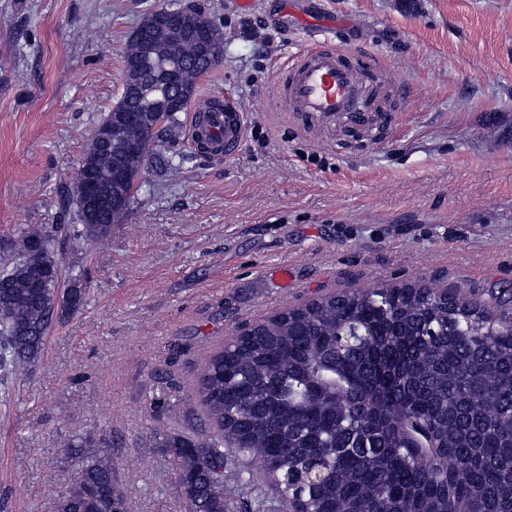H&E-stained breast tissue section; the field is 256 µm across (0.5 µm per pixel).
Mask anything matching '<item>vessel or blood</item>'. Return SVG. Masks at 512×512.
Returning <instances> with one entry per match:
<instances>
[{
	"mask_svg": "<svg viewBox=\"0 0 512 512\" xmlns=\"http://www.w3.org/2000/svg\"><path fill=\"white\" fill-rule=\"evenodd\" d=\"M381 65L371 55L331 44L313 42L282 68L278 77L285 111L313 130L332 129L340 120L350 128L371 131L375 115L360 107L367 84L376 83ZM190 123L192 140L212 144L216 154L235 155L244 142V117L233 102L210 108L207 101L193 106Z\"/></svg>",
	"mask_w": 512,
	"mask_h": 512,
	"instance_id": "obj_1",
	"label": "vessel or blood"
}]
</instances>
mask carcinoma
<instances>
[{
    "mask_svg": "<svg viewBox=\"0 0 512 512\" xmlns=\"http://www.w3.org/2000/svg\"><path fill=\"white\" fill-rule=\"evenodd\" d=\"M177 0L148 13L123 51L117 102L91 132L73 189L126 167L175 175L183 158L180 115L198 81L224 58L216 26L186 27ZM136 113L119 126L122 108ZM128 212L96 224H54L22 235L0 268V380L41 360L53 327L87 296L86 272L63 273L50 250L103 246ZM200 423L170 431L186 512H228L224 473L249 490L261 482L285 512H512V316L465 297L411 284L325 294L276 311L217 346L198 378ZM430 433L443 468L422 456ZM259 448L261 476L241 464ZM74 475L52 512H126L123 485L103 443H65Z\"/></svg>",
    "mask_w": 512,
    "mask_h": 512,
    "instance_id": "carcinoma-1",
    "label": "carcinoma"
}]
</instances>
